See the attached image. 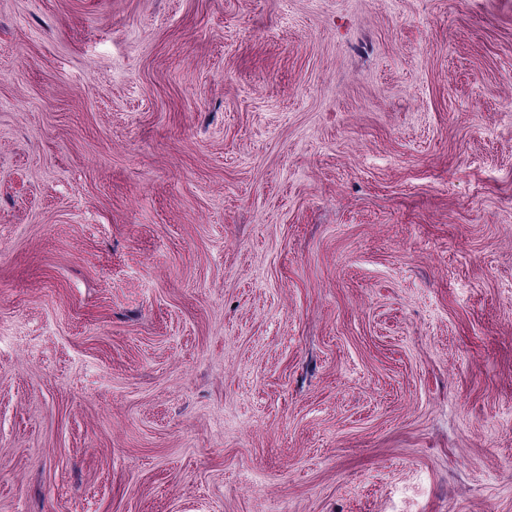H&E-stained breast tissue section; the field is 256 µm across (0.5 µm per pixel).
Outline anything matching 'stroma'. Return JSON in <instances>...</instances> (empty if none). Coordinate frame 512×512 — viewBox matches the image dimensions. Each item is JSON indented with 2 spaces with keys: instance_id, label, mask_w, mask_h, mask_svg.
I'll use <instances>...</instances> for the list:
<instances>
[{
  "instance_id": "35a3bbf8",
  "label": "stroma",
  "mask_w": 512,
  "mask_h": 512,
  "mask_svg": "<svg viewBox=\"0 0 512 512\" xmlns=\"http://www.w3.org/2000/svg\"><path fill=\"white\" fill-rule=\"evenodd\" d=\"M0 512H512V0H0Z\"/></svg>"
}]
</instances>
